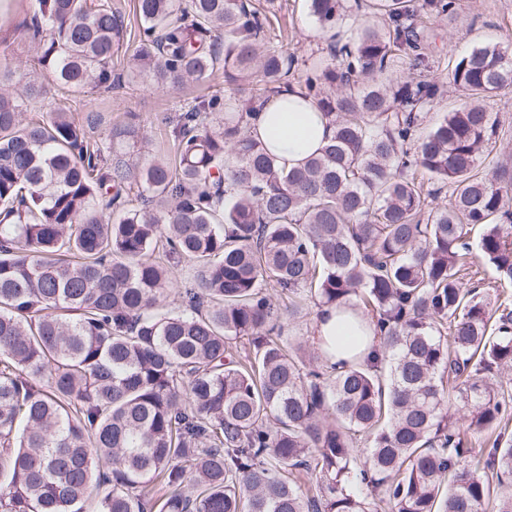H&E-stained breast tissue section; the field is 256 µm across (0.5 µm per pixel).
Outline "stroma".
I'll list each match as a JSON object with an SVG mask.
<instances>
[{
	"instance_id": "stroma-1",
	"label": "stroma",
	"mask_w": 512,
	"mask_h": 512,
	"mask_svg": "<svg viewBox=\"0 0 512 512\" xmlns=\"http://www.w3.org/2000/svg\"><path fill=\"white\" fill-rule=\"evenodd\" d=\"M252 2L270 16L271 34L279 48L296 53L307 68L335 67L336 61L329 54L323 34L309 14L307 0ZM457 4L454 19L436 18L430 25L433 34L427 49L430 71L443 82L448 79L449 60L487 42L512 40V0H457ZM35 7L34 0H9L6 12L0 13V66L39 71L36 55L16 34L17 25ZM112 7L119 12L123 27L112 61L111 90L88 88L76 93L58 90L43 106L28 110L25 117L35 122L46 110L55 109L69 112L80 121L93 112L104 119L98 130L103 136L111 134L113 127L124 125L128 113L135 112L139 115L136 138L114 137L109 144L111 154H124L139 163L154 156H173L171 121L193 97L223 94L224 73L217 70L203 81L164 90L155 87L147 77L128 81L127 63L140 44L142 21L136 11V0H112Z\"/></svg>"
}]
</instances>
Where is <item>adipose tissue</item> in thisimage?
I'll return each instance as SVG.
<instances>
[{
    "mask_svg": "<svg viewBox=\"0 0 512 512\" xmlns=\"http://www.w3.org/2000/svg\"><path fill=\"white\" fill-rule=\"evenodd\" d=\"M251 129L277 163L288 169L304 164L334 134L333 126L316 103L293 92L272 99L257 112ZM348 323V313L333 305L322 307L315 318L311 341L327 352L330 362L355 361L371 353L372 344L368 341L356 347L337 344V336L342 335Z\"/></svg>",
    "mask_w": 512,
    "mask_h": 512,
    "instance_id": "1",
    "label": "adipose tissue"
}]
</instances>
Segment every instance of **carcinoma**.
Listing matches in <instances>:
<instances>
[{
  "instance_id": "obj_1",
  "label": "carcinoma",
  "mask_w": 512,
  "mask_h": 512,
  "mask_svg": "<svg viewBox=\"0 0 512 512\" xmlns=\"http://www.w3.org/2000/svg\"><path fill=\"white\" fill-rule=\"evenodd\" d=\"M309 7L337 64L300 82L250 0H137L131 76L166 88L222 68L230 94L187 103L175 160L107 169L94 117L24 114L52 84L112 88V0H38L17 28L51 83L0 67V512H85L92 496L99 512H512L489 479L512 475V437H464L512 414L492 382L512 367V296L495 317L461 273L480 224L477 249L512 284V166L481 161L512 46L448 62L469 102L425 133L444 85L398 63L428 67V21L456 0ZM294 89L336 134L287 171L251 120ZM175 258L194 274L170 308ZM356 298L377 362L338 370L285 336L301 301Z\"/></svg>"
}]
</instances>
